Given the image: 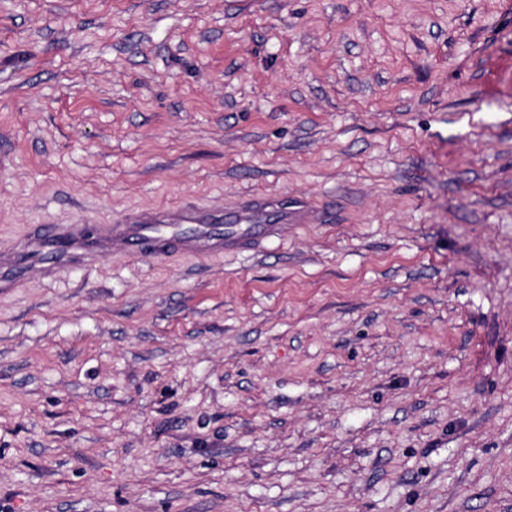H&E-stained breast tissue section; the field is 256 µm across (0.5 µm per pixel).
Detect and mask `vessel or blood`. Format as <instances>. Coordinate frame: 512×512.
I'll return each mask as SVG.
<instances>
[{
    "mask_svg": "<svg viewBox=\"0 0 512 512\" xmlns=\"http://www.w3.org/2000/svg\"><path fill=\"white\" fill-rule=\"evenodd\" d=\"M317 220L307 202L289 203L272 195L249 197L229 209L197 202L156 205L132 212L107 230L87 223L60 224L0 255V283L17 284L35 274L119 254H234L257 237L277 238L288 225Z\"/></svg>",
    "mask_w": 512,
    "mask_h": 512,
    "instance_id": "b4317fda",
    "label": "vessel or blood"
}]
</instances>
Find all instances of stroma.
Returning <instances> with one entry per match:
<instances>
[{
    "label": "stroma",
    "instance_id": "35a3bbf8",
    "mask_svg": "<svg viewBox=\"0 0 512 512\" xmlns=\"http://www.w3.org/2000/svg\"><path fill=\"white\" fill-rule=\"evenodd\" d=\"M279 193L0 290V512H512V0H0V251ZM315 209L280 195L249 197L229 209L191 202L137 210L108 231L85 223L59 224L0 257V284L26 281L76 262L148 252L154 256H224L247 248L256 237L282 236L288 224H315ZM225 224L219 231L217 225Z\"/></svg>",
    "mask_w": 512,
    "mask_h": 512
}]
</instances>
